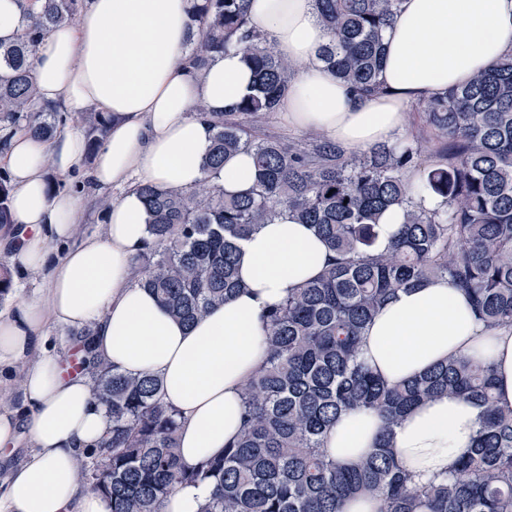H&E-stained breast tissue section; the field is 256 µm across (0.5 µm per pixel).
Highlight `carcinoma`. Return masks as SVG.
I'll list each match as a JSON object with an SVG mask.
<instances>
[{"label": "carcinoma", "mask_w": 512, "mask_h": 512, "mask_svg": "<svg viewBox=\"0 0 512 512\" xmlns=\"http://www.w3.org/2000/svg\"><path fill=\"white\" fill-rule=\"evenodd\" d=\"M250 0H192L190 26L200 64L237 50L255 76V93L225 112L193 106L211 128L204 177L192 190L138 186L149 240L135 257L141 284L175 319L189 325L240 288V244L283 213L310 224L333 254L315 280L270 308L267 361L243 385L239 435L224 453L195 467L178 451L181 414L162 396L158 376L94 365L93 398L112 419V435L79 470L109 512H162L172 491L209 480L201 512H342L361 493L378 512H512V409L494 395L490 364L450 356L391 386L359 358L363 333L400 291L446 279L465 291L490 329L512 326V55L469 82L418 102L440 149L424 171L421 191L443 199L427 211L414 201L407 173L421 146L406 138L353 153L310 134L306 146L263 136L257 122L276 111L295 68L254 30ZM403 0H315L328 42L318 59L354 91L380 92L384 33ZM81 0H27L29 24L0 43V128L21 125L52 138L68 116L39 106L31 60L53 27L78 19ZM89 146L112 116L84 112ZM254 160L252 188L224 193L214 181L224 158L240 150ZM11 185L0 176V229L14 224ZM405 218L384 253H375L379 218L392 207ZM463 395L482 408L474 446L451 477L410 485L392 445L393 428L417 403ZM373 411L385 423L377 447L340 468L321 447L336 419Z\"/></svg>", "instance_id": "1"}]
</instances>
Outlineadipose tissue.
<instances>
[{"label":"adipose tissue","mask_w":512,"mask_h":512,"mask_svg":"<svg viewBox=\"0 0 512 512\" xmlns=\"http://www.w3.org/2000/svg\"><path fill=\"white\" fill-rule=\"evenodd\" d=\"M189 8L190 0H86L76 25L52 28L37 47L32 76L41 105L74 116L111 114L87 176L121 195L103 234L80 238V198L49 192L47 176L78 166L83 133L67 127L47 141L19 131L0 155L20 231L14 260L44 276L37 297H16L0 311V386L17 385L19 393L15 406L0 409V512H108L76 461L110 435L112 421L91 396L89 374L69 372L52 350L47 323L92 327L95 357L122 372L157 375L165 401L181 413V456L193 467L221 454L239 432L241 388L267 358L268 309L327 266L329 251L314 229L284 215L243 242L241 289L194 325L173 319L140 285L134 258L149 235L139 182L196 187L211 131L193 105L224 111L254 84L233 50L195 66ZM249 17L295 67L282 107L288 125L348 150L398 141L408 103L464 84L512 54V0H403L384 35V90L362 98L317 58L327 36L314 0H250ZM216 181L229 195L248 191L251 155L227 157ZM452 354L490 362L497 400L512 408V327L486 328L468 298L443 279L384 305L364 333L360 358L399 384ZM479 421V407L465 397L431 399L395 428L394 451L415 483L449 477ZM383 428L378 414L347 412L323 445L347 467L375 448ZM22 438L29 451L12 461L10 448Z\"/></svg>","instance_id":"ef3b65f1"}]
</instances>
